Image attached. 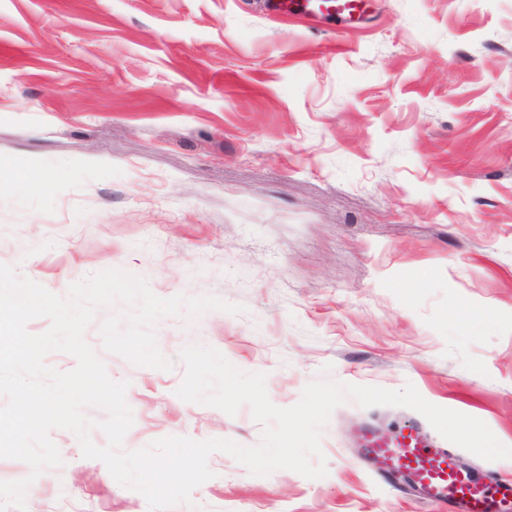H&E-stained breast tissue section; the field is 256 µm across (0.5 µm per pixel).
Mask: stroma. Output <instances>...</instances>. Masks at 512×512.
I'll list each match as a JSON object with an SVG mask.
<instances>
[{"instance_id": "1", "label": "stroma", "mask_w": 512, "mask_h": 512, "mask_svg": "<svg viewBox=\"0 0 512 512\" xmlns=\"http://www.w3.org/2000/svg\"><path fill=\"white\" fill-rule=\"evenodd\" d=\"M0 263L54 294L108 268L155 295L241 305L156 327L172 370L103 351L127 382L122 449L182 436L260 443L249 406L181 400V350L210 346L296 404L316 379L398 390L482 420L512 446V0H367L356 27L265 0H0ZM334 409L328 474L256 476L223 452L172 512H431L357 455ZM50 436L62 466L26 512H149Z\"/></svg>"}]
</instances>
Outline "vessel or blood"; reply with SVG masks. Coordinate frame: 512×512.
Segmentation results:
<instances>
[{"label": "vessel or blood", "instance_id": "1", "mask_svg": "<svg viewBox=\"0 0 512 512\" xmlns=\"http://www.w3.org/2000/svg\"><path fill=\"white\" fill-rule=\"evenodd\" d=\"M277 14L333 19L354 26L365 19V0H275ZM362 454L393 486H404L437 512H512V482L498 481L459 467L445 448L428 443L423 431L407 425L385 439L366 432Z\"/></svg>", "mask_w": 512, "mask_h": 512}]
</instances>
